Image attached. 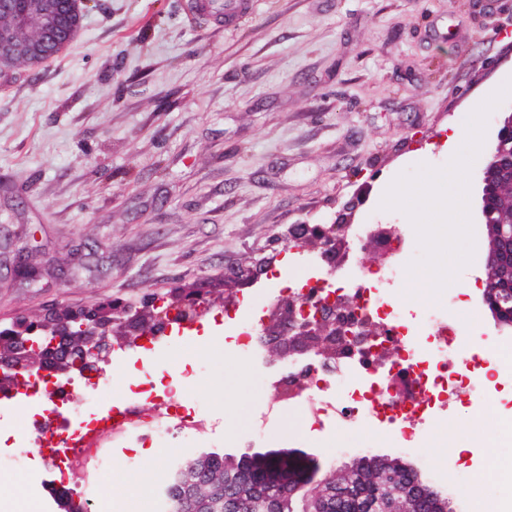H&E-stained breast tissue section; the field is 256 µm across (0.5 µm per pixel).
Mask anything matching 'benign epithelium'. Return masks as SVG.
<instances>
[{
	"label": "benign epithelium",
	"mask_w": 512,
	"mask_h": 512,
	"mask_svg": "<svg viewBox=\"0 0 512 512\" xmlns=\"http://www.w3.org/2000/svg\"><path fill=\"white\" fill-rule=\"evenodd\" d=\"M84 0H24V8L11 9L9 0H0V78L12 76L19 63L31 67L59 53L77 34L82 20ZM24 27H34L39 35L33 39L21 36ZM512 184V111L498 125L495 152L482 170V223L491 229L488 240L487 279L482 295L483 305L501 325L512 327V211L505 212L497 204L502 185ZM345 224H296L289 229L285 244H303L315 239L320 256L336 265V240ZM208 303L202 288L182 289L169 295H156L146 309H136L118 299L97 302L80 311H52L43 317L22 316L8 327H0V394L10 392L15 374L28 359L39 360L48 373H76L90 379L99 372V364L112 352L114 324L130 336L161 333L171 313L186 321L200 318ZM358 311L346 303L318 295L298 302L291 296L281 298L271 309L264 330L266 344L281 349L282 355H322L320 348L305 344V336H319L321 329L330 335L352 337ZM251 472L268 483L284 477L301 487L317 486L328 496L333 493L327 477L319 476L316 461L309 457L254 453Z\"/></svg>",
	"instance_id": "benign-epithelium-1"
}]
</instances>
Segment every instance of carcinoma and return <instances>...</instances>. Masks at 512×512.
<instances>
[{
  "mask_svg": "<svg viewBox=\"0 0 512 512\" xmlns=\"http://www.w3.org/2000/svg\"><path fill=\"white\" fill-rule=\"evenodd\" d=\"M372 455L356 459L350 469L330 474V480L343 489L341 500L317 492L310 495L311 507L324 512H367L368 503L380 501L382 512H412L408 497L391 495L388 490L400 484L428 482L412 470L393 476L372 467ZM244 457L219 453L186 457L171 470L165 495L172 512H302L303 494L289 487L275 491L253 483Z\"/></svg>",
  "mask_w": 512,
  "mask_h": 512,
  "instance_id": "1",
  "label": "carcinoma"
}]
</instances>
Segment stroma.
<instances>
[{"label":"stroma","mask_w":512,"mask_h":512,"mask_svg":"<svg viewBox=\"0 0 512 512\" xmlns=\"http://www.w3.org/2000/svg\"><path fill=\"white\" fill-rule=\"evenodd\" d=\"M185 0H89L80 31L57 55L0 80V326L17 316L80 309L110 298L141 305L150 294L209 290L205 347L180 346L190 369L182 400L208 412L215 433L182 437L141 457L113 449L109 487L125 504L173 458L298 448L341 469L360 455L397 456L448 495L453 512L493 498L495 471L475 458L495 442L456 423L468 394L420 424V447L368 424L310 425L286 405L255 430L285 359L247 358L218 315L246 300L265 307L302 280L301 254L277 238L295 224L398 229L406 260L420 256L415 230L380 207L417 155L435 167L458 119L512 78V0H252L224 28L190 23ZM481 165L470 173L472 262L447 286L442 309L453 344L471 336L512 346V328L481 305L487 238L480 219ZM40 271L19 278L20 262ZM263 267L252 280L224 275ZM447 439H440V431ZM0 512L17 494L59 512L40 459L6 473Z\"/></svg>","instance_id":"35a3bbf8"}]
</instances>
